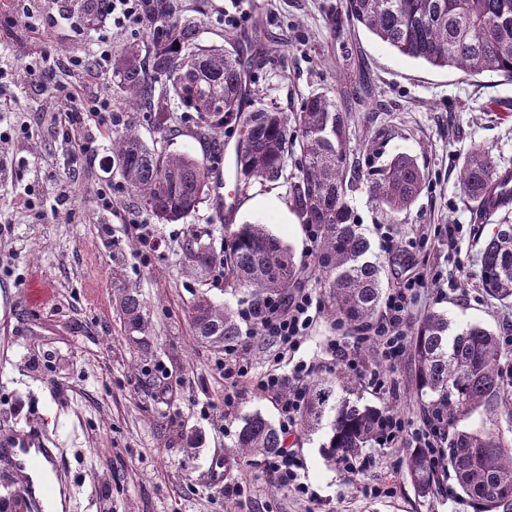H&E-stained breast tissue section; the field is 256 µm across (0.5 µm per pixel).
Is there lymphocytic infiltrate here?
<instances>
[{
    "mask_svg": "<svg viewBox=\"0 0 512 512\" xmlns=\"http://www.w3.org/2000/svg\"><path fill=\"white\" fill-rule=\"evenodd\" d=\"M146 0H99L98 14H91L86 7H68L55 12L49 9L29 12L30 21L44 26L67 24L79 30L97 29L99 18H107L113 27L137 34L144 26ZM112 63V37L101 32L85 55H74L58 62L57 68L66 75L63 83L57 84L51 97L53 120L58 128L71 132L82 127L86 117H99L108 122H119L118 113L113 112L110 102L101 97L83 82L85 73L109 67ZM432 285L431 280L416 275L407 278L403 285L387 294L384 306L377 318L359 328L352 344L333 339L327 344L332 357L344 363L352 372H359L358 350L368 348L377 351L387 363L397 362L405 353L408 344V316L414 296ZM321 311L318 297L308 289L298 291L290 299L275 300L268 304L267 312L255 326L261 335L275 345V358H284L288 352L298 350L306 339L313 321ZM224 379V406L233 409L239 392L248 387L267 396L283 395V418L280 429L290 433L296 422L298 411L304 406L308 393V379L312 366L301 361L294 365L290 378H283L277 370L253 373L248 362L236 349L225 350L217 363ZM267 475L281 488L302 498H312L313 492L301 477V463L293 451L280 449L264 460Z\"/></svg>",
    "mask_w": 512,
    "mask_h": 512,
    "instance_id": "lymphocytic-infiltrate-1",
    "label": "lymphocytic infiltrate"
}]
</instances>
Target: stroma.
Instances as JSON below:
<instances>
[{
  "label": "stroma",
  "instance_id": "obj_1",
  "mask_svg": "<svg viewBox=\"0 0 512 512\" xmlns=\"http://www.w3.org/2000/svg\"><path fill=\"white\" fill-rule=\"evenodd\" d=\"M341 6L342 0H210L201 37L219 44L228 28H237L255 89L264 103L289 114L310 94L340 97L365 78L373 93L353 110V157L365 170L408 153L428 176L427 188L397 224H385L365 189L347 198L385 265L387 290L402 283L398 264L406 262L412 273L440 278L439 287L411 307V317L441 309L454 322L512 333V309L491 300L479 278L480 249L497 224L512 223V209L477 219L458 184L462 157L475 145L512 168V81L434 68L349 22L330 26ZM38 7L37 0H17L14 32L0 30V54L12 56L18 68L0 80V97L14 105L0 112V159L19 160L0 176V436L27 426L43 432L61 463L55 484L63 490L62 512H477L449 492L418 500L402 475L401 443L370 450L363 469L351 475L323 458L324 432L294 427L287 446L302 460L313 501L273 488L262 461L225 459L244 417L258 411L275 422L280 405L248 390L225 411L224 381L215 367L224 353L195 342L188 312L202 293L237 313L247 309V298L227 282L187 277L183 244L194 230L219 251L238 226L267 225L292 247L304 288L322 297L316 247L288 203L284 182H252L232 223H224L223 162L185 135L171 137L167 147L206 161L210 194L183 221L151 223L110 164L111 128L88 121L86 132L104 146L89 159L79 151L83 134L63 137L46 111L55 76L40 71L34 80L20 79L29 60L16 54L13 34L55 59L83 52L95 37L66 25L26 30V9ZM102 187L112 190L108 211L98 204ZM63 190L70 203L60 207L55 198ZM25 198L35 211L23 208ZM146 223L160 248L143 256L131 229ZM381 223L396 252L383 248ZM451 224L458 227L453 237ZM119 284L138 289L150 308L148 349L125 337L115 301ZM356 334L353 326L321 315L310 340L282 363V375L297 359L312 363L316 380L345 374L325 344ZM411 375L406 355L389 367L385 390L364 382L360 395L423 427L409 391ZM197 432L203 443L186 455V438ZM375 484L386 485L388 494L370 496ZM236 485L243 494L227 495Z\"/></svg>",
  "mask_w": 512,
  "mask_h": 512
}]
</instances>
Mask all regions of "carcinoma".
Wrapping results in <instances>:
<instances>
[{"label":"carcinoma","mask_w":512,"mask_h":512,"mask_svg":"<svg viewBox=\"0 0 512 512\" xmlns=\"http://www.w3.org/2000/svg\"><path fill=\"white\" fill-rule=\"evenodd\" d=\"M344 8L349 21L404 57L467 76L512 79V0H345ZM146 27L147 40L112 47V75L123 104L148 109L152 124L166 134L174 112L191 115L192 133L215 154L224 151V128H239L241 187L253 181L287 182L288 202L300 223L319 230L318 264L328 288L329 315L354 326L375 318L384 296L383 266L347 196L363 186L382 215L399 222L426 187L417 159L400 153L374 170H357L348 149L352 112L325 93L307 97L291 116L258 99L243 112L251 90L237 35L226 32L220 45L202 42V20L186 16L181 0H148ZM161 80L165 88L159 93ZM291 124L297 135L290 142ZM291 147L301 154L294 176L287 173ZM112 165L137 207L159 224L186 218L209 194L204 161L148 144L131 124L112 139ZM497 170L484 149H470L459 170L463 199L477 207L485 203L493 195ZM184 250L187 275L200 278L223 264L231 284L247 291L250 307L258 312L302 284L291 249L262 224L241 225L220 254L194 234ZM479 274L490 296L512 306V224L497 225L485 242ZM116 303L128 340L147 347L151 321L142 294L120 288ZM190 321L202 344H212L214 337L229 344L241 336L234 313L204 295L193 301ZM410 349V391L428 429L447 444L441 453L456 493L480 512H512V441L500 429V418L512 422V380L501 367L506 356L501 336L479 323L459 325L448 313L431 310L411 329ZM476 413L481 425H464ZM388 414V407L357 397L353 380L338 377L309 387L301 424L315 431L331 417L324 457L334 464L357 463L379 440ZM284 445L280 429L255 412L244 419L232 455L257 459ZM403 473L419 499L442 492L439 468L424 448L406 452Z\"/></svg>","instance_id":"obj_1"}]
</instances>
